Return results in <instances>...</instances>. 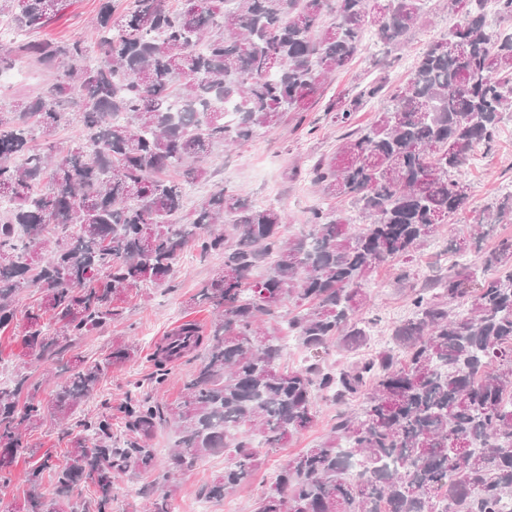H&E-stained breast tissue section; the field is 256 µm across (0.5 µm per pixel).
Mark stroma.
Here are the masks:
<instances>
[{
  "label": "stroma",
  "mask_w": 512,
  "mask_h": 512,
  "mask_svg": "<svg viewBox=\"0 0 512 512\" xmlns=\"http://www.w3.org/2000/svg\"><path fill=\"white\" fill-rule=\"evenodd\" d=\"M97 8L98 0H68L65 10L43 28L25 33L24 38L28 41L82 38L94 42L96 32L89 21ZM457 21V15L448 11V0H425L423 21L413 35L398 44H385L375 37H367L355 60L326 83L325 101L354 93L381 78L387 81V92H394L410 76L427 45L446 34ZM11 69L16 73L15 79H0L2 104L35 96L47 82L45 69L27 60H16ZM386 103L385 97L367 102L355 112L347 127L335 123L331 113L325 112L323 103H319L305 112L286 113L278 125L259 131L251 140L231 151L215 150L202 159V176L186 187L185 213H193L220 186L247 195L258 204L269 202L274 208L285 211L289 222L284 234L288 237L308 231V217L313 208L349 210V201L329 199L316 193L309 170L318 159L335 151L347 129L366 126ZM466 178L471 187L470 206L477 210L494 202L502 191L512 188V110L501 116L498 142L490 149L476 151L466 169ZM467 231V225L461 223L456 232H445L425 242L415 255L413 279L401 278L400 268L396 265L385 264L377 269L366 286L368 302L363 310L364 317L376 322L371 338L356 345L334 344L329 349V361L342 366L374 354L381 340L388 338L392 324L409 315L414 289L429 278L447 273L456 259L453 242L457 234ZM222 262L218 255L203 258L196 251H188L171 282L131 290L112 324L86 336L71 337L72 354L88 360L102 358L111 349L124 344L136 345L138 349L134 360L106 371L98 395L85 402V413L100 412L104 401L115 404L130 393L154 397L157 402L170 407L180 401L192 360L185 359L171 366L166 386L158 390L150 380L153 370L150 357L173 326L193 321L209 327L213 309L198 300L197 292L200 284ZM39 300L40 293L34 288L24 289L15 299L16 318L0 330V380L9 381L19 373L42 379L38 397L46 401L53 387L46 384L45 378L59 373L60 368L51 361L37 362L23 356L20 348L24 314ZM317 410L319 418L315 426L292 436L284 447L273 449L264 456L251 479V491L211 502L210 512H254L257 489L268 483L290 457L324 438L339 407L321 401ZM224 462L223 453H214L192 471L180 475L172 512H196V504L203 500L206 486L223 473ZM152 480V474L129 469L113 487L112 512H142L152 490Z\"/></svg>",
  "instance_id": "stroma-1"
}]
</instances>
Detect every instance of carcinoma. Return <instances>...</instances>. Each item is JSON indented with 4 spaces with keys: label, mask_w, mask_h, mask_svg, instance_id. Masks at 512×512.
Masks as SVG:
<instances>
[{
    "label": "carcinoma",
    "mask_w": 512,
    "mask_h": 512,
    "mask_svg": "<svg viewBox=\"0 0 512 512\" xmlns=\"http://www.w3.org/2000/svg\"><path fill=\"white\" fill-rule=\"evenodd\" d=\"M420 2L209 0L195 11L186 0H130L120 12L117 0H98L96 61L81 39L0 43V67L20 56L52 74L42 93L0 110V329L13 322L19 292L36 288L41 302L22 343L31 356L65 361V380L45 403L28 375L0 386V483L10 482L30 430L49 416L68 423L98 390L104 367L67 357L68 337L112 323L130 289L169 282L187 248L224 255L200 291L218 315L205 330L181 324L178 347L200 352L181 401L165 409L128 396L78 419L65 463L46 453L29 471L18 512H78L71 492L82 483L95 487L96 512H111L116 475L155 469L148 442L164 425L176 440L149 512H171L175 474L216 451L228 463L205 495L222 501L251 482L260 449L314 425L316 401L342 402L368 382L362 408L290 458L257 495L256 512H500L512 498V235L483 248L496 225L512 224V190L466 216L465 168L476 148L497 141L512 107V33L485 30L487 0H448L462 20L428 45L369 125L313 165L311 182L350 200L358 219L316 208L309 231L286 238L281 211L222 187L178 223L200 157L308 109L367 29L388 44L407 39ZM65 5L0 0V16L27 32ZM384 88L381 79L327 111L348 125ZM71 99L82 105L84 136L54 157L35 147V134L47 138L67 121ZM171 170L182 179L165 177ZM468 218L473 229L457 252L474 251L480 276L464 265L416 291L412 317L375 357L343 368L323 357L338 337L367 335L358 312L380 264L408 263L426 238ZM290 299L300 311L288 333L311 356L287 369L268 324ZM137 353L115 348L108 363ZM170 353L153 358L157 388Z\"/></svg>",
    "instance_id": "cac0c4a2"
}]
</instances>
